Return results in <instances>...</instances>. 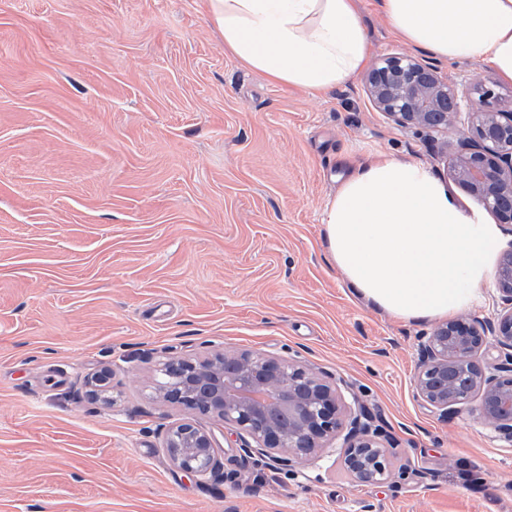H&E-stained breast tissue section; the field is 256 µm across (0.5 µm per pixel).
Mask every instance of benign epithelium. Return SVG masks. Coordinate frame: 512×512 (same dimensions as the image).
<instances>
[{
    "label": "benign epithelium",
    "mask_w": 512,
    "mask_h": 512,
    "mask_svg": "<svg viewBox=\"0 0 512 512\" xmlns=\"http://www.w3.org/2000/svg\"><path fill=\"white\" fill-rule=\"evenodd\" d=\"M367 87L376 107L399 126L457 130L456 179L498 223L512 224V109L499 108L482 85L463 92L405 54L382 58L368 73ZM463 100L472 115L466 126L459 122ZM496 279L503 307L494 321H449L418 337L414 389L444 418L479 393L482 421L512 445V250L501 255ZM489 338L498 355L474 363L473 355ZM162 372L170 382L155 387L160 401L208 413L236 432L221 456L212 435L192 420L168 426L164 447L172 464L196 479L229 476L225 466L234 452L289 466L330 444L341 449L344 467L358 482L379 484L391 473L390 452L372 427V415L356 396L346 400L349 386L297 360L216 352L203 358L171 356Z\"/></svg>",
    "instance_id": "obj_1"
}]
</instances>
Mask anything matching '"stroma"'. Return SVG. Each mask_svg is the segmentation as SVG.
<instances>
[{
  "label": "stroma",
  "mask_w": 512,
  "mask_h": 512,
  "mask_svg": "<svg viewBox=\"0 0 512 512\" xmlns=\"http://www.w3.org/2000/svg\"><path fill=\"white\" fill-rule=\"evenodd\" d=\"M370 63L397 53L449 82L512 83L407 45L359 0ZM455 131L428 143L374 107L365 74L313 97L246 68L201 0H0V512H512V447L417 397V338L356 297L320 216L378 154L471 202ZM299 357L346 381L397 454L355 482L337 451L247 460L206 485L162 444L164 352ZM102 389L90 380L103 370Z\"/></svg>",
  "instance_id": "obj_1"
}]
</instances>
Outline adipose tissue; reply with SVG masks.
<instances>
[{
  "instance_id": "adipose-tissue-1",
  "label": "adipose tissue",
  "mask_w": 512,
  "mask_h": 512,
  "mask_svg": "<svg viewBox=\"0 0 512 512\" xmlns=\"http://www.w3.org/2000/svg\"><path fill=\"white\" fill-rule=\"evenodd\" d=\"M224 46L250 70L311 96L366 66L355 0H204ZM408 43L477 60L512 82V0H381ZM321 222L331 261L354 293L404 322L470 309L493 274L502 229L461 205L424 166L380 156L358 165Z\"/></svg>"
}]
</instances>
